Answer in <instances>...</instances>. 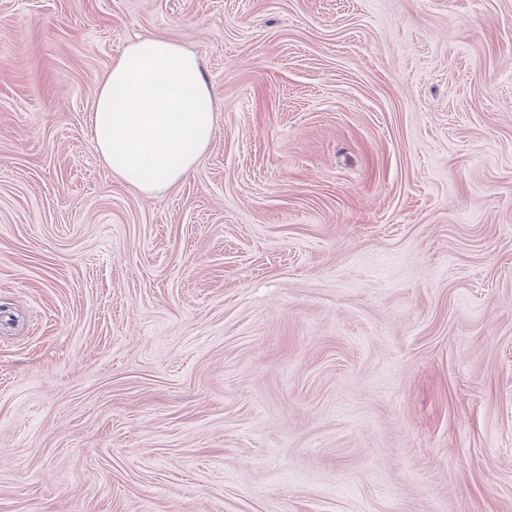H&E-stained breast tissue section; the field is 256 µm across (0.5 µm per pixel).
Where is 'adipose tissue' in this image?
Listing matches in <instances>:
<instances>
[{"label":"adipose tissue","instance_id":"ef3b65f1","mask_svg":"<svg viewBox=\"0 0 512 512\" xmlns=\"http://www.w3.org/2000/svg\"><path fill=\"white\" fill-rule=\"evenodd\" d=\"M215 122V98L200 60L165 37L131 44L92 108L93 140L105 163L146 193L176 183L197 163Z\"/></svg>","mask_w":512,"mask_h":512}]
</instances>
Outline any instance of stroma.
<instances>
[{
  "mask_svg": "<svg viewBox=\"0 0 512 512\" xmlns=\"http://www.w3.org/2000/svg\"><path fill=\"white\" fill-rule=\"evenodd\" d=\"M156 35L217 112L147 195ZM0 512H512V0H0ZM92 112L93 140L105 163L146 193L180 180L215 132V98L200 60L166 37L124 51Z\"/></svg>",
  "mask_w": 512,
  "mask_h": 512,
  "instance_id": "stroma-1",
  "label": "stroma"
}]
</instances>
